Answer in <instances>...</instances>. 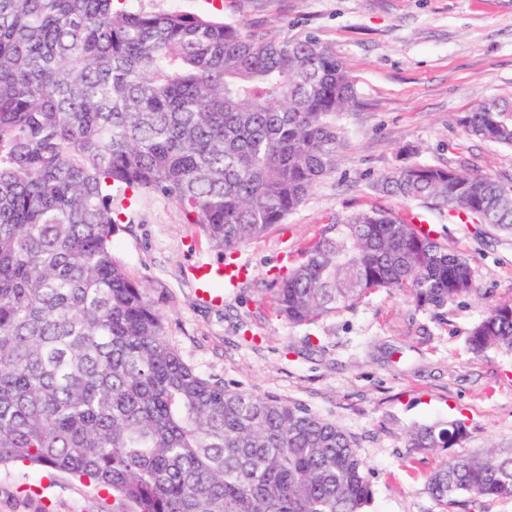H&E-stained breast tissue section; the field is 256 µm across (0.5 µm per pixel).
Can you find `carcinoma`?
Here are the masks:
<instances>
[{"label":"carcinoma","mask_w":512,"mask_h":512,"mask_svg":"<svg viewBox=\"0 0 512 512\" xmlns=\"http://www.w3.org/2000/svg\"><path fill=\"white\" fill-rule=\"evenodd\" d=\"M120 0H0V467L87 481L133 512H367L355 439L308 409L205 378L115 258L112 191L160 192L228 253L281 223L336 165L345 66L314 36L276 37ZM512 147V102L461 118ZM374 187L512 232V189L414 164ZM440 310L475 291L471 260L387 210L332 225L277 279L290 325L380 289ZM472 354L512 349V301ZM463 429L423 426L414 448ZM437 503L512 498V453L444 458Z\"/></svg>","instance_id":"1"}]
</instances>
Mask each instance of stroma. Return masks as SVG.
I'll return each mask as SVG.
<instances>
[{
    "mask_svg": "<svg viewBox=\"0 0 512 512\" xmlns=\"http://www.w3.org/2000/svg\"><path fill=\"white\" fill-rule=\"evenodd\" d=\"M134 9L208 14L278 37H317L355 81L357 102L335 118L334 171L282 224L232 255L213 247L181 206L153 192L115 193V257L142 281L170 341L203 377L271 396L332 421L370 468L369 512H512V499L437 504L426 476L442 458L512 448V350L473 355V325L512 300V233L440 216L374 191L382 173L413 164L512 178V148L468 136L459 120L492 98L512 99V0H129ZM420 215L470 258L475 291L437 311L383 289L317 323L288 325L272 280L326 228L357 212ZM248 262L221 305L198 298L199 260ZM465 424L449 448H412L416 425ZM129 512L70 476L0 468V512Z\"/></svg>",
    "mask_w": 512,
    "mask_h": 512,
    "instance_id": "35a3bbf8",
    "label": "stroma"
}]
</instances>
